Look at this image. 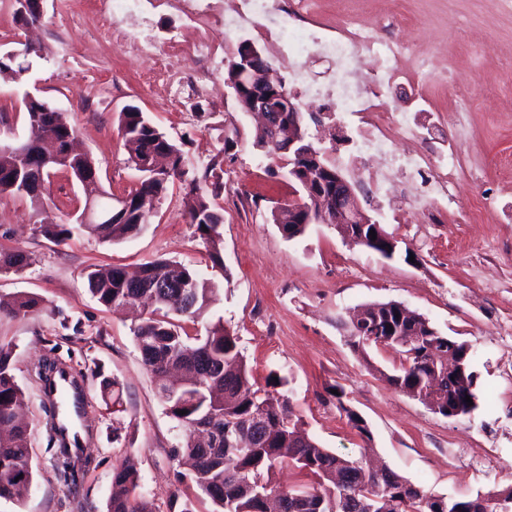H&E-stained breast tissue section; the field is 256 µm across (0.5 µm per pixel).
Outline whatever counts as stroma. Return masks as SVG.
<instances>
[{
  "label": "stroma",
  "mask_w": 512,
  "mask_h": 512,
  "mask_svg": "<svg viewBox=\"0 0 512 512\" xmlns=\"http://www.w3.org/2000/svg\"><path fill=\"white\" fill-rule=\"evenodd\" d=\"M100 0H43L38 27L22 23L15 0H0V55L32 41L21 80L0 74V141L28 136L26 96L65 112L78 142L95 159L101 184L115 196L135 189L140 174L128 161L118 115L134 104L183 151L188 180H175L156 204L142 233L121 242L91 235L61 245L36 228L43 218L75 221L73 208L36 212L23 197L0 198V248H21L33 263L0 273V295L26 292L44 301L32 315L0 317V343L14 347V374L25 389L31 442V491L22 502L0 500V512H108L114 467L137 459L140 490L155 512L171 500L192 501L196 512L213 505L190 479H179L171 450L182 431L157 393L132 334L134 316L99 304L86 274L98 266L132 269L155 259L191 265L214 286L202 317L184 321L192 336L220 320L239 338L256 385L270 372L288 379L284 393L308 434L338 456L385 465L435 496L473 497L512 486V0H308L301 24L336 36L345 19L375 26L380 37L404 27L410 54L394 61L400 79L392 89L399 111L435 130L433 151L455 150L454 209L407 212L396 223L378 207L368 187L359 199L392 233L402 255L388 260L348 244L334 226L310 225L286 239L271 219L276 202L299 199L295 183L271 176L253 146L256 122L240 111L224 83L226 62L247 29L226 31L224 0H211L207 15L185 12L178 0H144L142 15L116 14L104 25ZM210 42L212 61L197 55ZM165 57L171 81L151 85L144 75ZM334 58L317 55L282 62L286 86L307 78L327 83ZM179 113H171V106ZM331 113L306 121L311 138L342 173L353 163V145L325 137ZM238 131V145L224 151V136ZM214 168L215 179L205 176ZM202 191L213 181L224 209L222 264L187 223L190 178ZM397 301L423 315L443 334L467 343L479 392L467 417L446 418L386 381L399 356L390 349L354 347L340 317L361 305ZM58 359L85 377L90 396L81 445L88 461L75 482L60 479L48 422L52 406L31 369L39 358ZM116 379L122 403L106 406L101 378ZM367 424L361 435L346 417ZM121 441H113V428Z\"/></svg>",
  "instance_id": "1"
}]
</instances>
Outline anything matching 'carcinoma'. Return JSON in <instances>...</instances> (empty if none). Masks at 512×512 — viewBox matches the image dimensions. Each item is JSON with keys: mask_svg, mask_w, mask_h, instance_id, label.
Wrapping results in <instances>:
<instances>
[{"mask_svg": "<svg viewBox=\"0 0 512 512\" xmlns=\"http://www.w3.org/2000/svg\"><path fill=\"white\" fill-rule=\"evenodd\" d=\"M119 129L128 161L141 173L137 188L126 195L124 205L112 210L110 224H41L36 232L60 245L76 234L88 233L104 241H122L139 235L146 226L151 208L176 178L185 175L182 151L145 116L136 105H128L118 116ZM30 135L19 148L37 143L36 165L44 168L46 187L39 194H27L39 209L51 199L48 165L43 163L47 149L41 145L55 137L58 149L62 136L76 135V128L62 112L40 114L29 122ZM253 146L271 164L281 169L295 167V158L279 152L277 143L267 139L266 129L255 132ZM197 195L189 211V224L210 245L214 263L223 264L218 226L224 209L211 197ZM287 238L302 236L305 224L288 223V211L271 212ZM30 265V256L21 250L0 248V272H19ZM88 291L107 308H127L151 302L155 309L133 327L132 333L146 368L156 374L177 369L190 376L172 396L158 391L166 413L183 430L180 447L173 459L187 469L201 493L215 505L214 512H267L274 498L281 512H512V487L478 494L470 498L433 496L425 493L389 468H381L382 478L393 487L386 497L372 491L377 473L359 460L342 458L321 447L292 418L289 400L278 391L287 379L270 374L272 390L256 389L239 346V337L223 323L208 327L206 334L192 338L169 317L174 312L196 318L204 312L213 288L196 271L183 263L158 259L134 273L120 267L92 271L87 275ZM43 307V300L27 293L8 298L0 296V317L21 318ZM363 320L348 327L357 344L391 348L402 355L388 382L395 390L416 394L426 406L448 415V407L461 408L466 416L476 408V374L470 348L453 340L422 315L396 301L375 302L362 307ZM463 372L466 384L448 382V375ZM101 396L105 404L121 403L119 383L104 379ZM474 401L465 402V397ZM25 393L13 373V350L0 345V498L21 500L32 480L19 477L18 467L28 462L27 428L16 420L24 405ZM186 414H180V411ZM60 456L55 467L65 480H76L75 464L69 456L70 442L57 434ZM287 464L303 472L308 481L282 488L273 481L277 466ZM137 462L126 457L114 469L113 481L119 488L108 512H154L153 503L137 493Z\"/></svg>", "mask_w": 512, "mask_h": 512, "instance_id": "cac0c4a2", "label": "carcinoma"}]
</instances>
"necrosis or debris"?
<instances>
[{
	"instance_id": "1",
	"label": "necrosis or debris",
	"mask_w": 512,
	"mask_h": 512,
	"mask_svg": "<svg viewBox=\"0 0 512 512\" xmlns=\"http://www.w3.org/2000/svg\"><path fill=\"white\" fill-rule=\"evenodd\" d=\"M244 23L281 59L299 61L315 52L335 56L341 68L332 86L323 90L311 86L307 93L313 98L326 99L338 108L340 118L350 123L375 114V123L359 130L358 158L383 155L392 158L401 171L412 177H428V205L452 200L453 156H433L415 148L417 131L402 113L391 110L386 100L396 77L390 61L405 50V43L379 41L360 29L328 38L314 29L295 28L290 13L274 11L270 0H231V7L224 14L225 29ZM398 138L407 144L399 152L394 149Z\"/></svg>"
}]
</instances>
